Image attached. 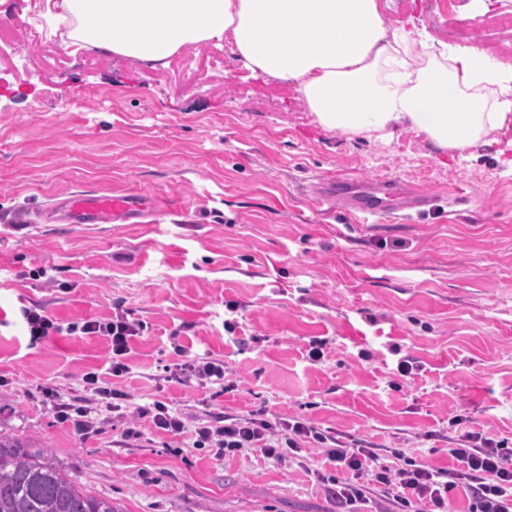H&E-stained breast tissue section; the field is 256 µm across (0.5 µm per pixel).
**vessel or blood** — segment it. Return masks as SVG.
I'll use <instances>...</instances> for the list:
<instances>
[{
	"mask_svg": "<svg viewBox=\"0 0 512 512\" xmlns=\"http://www.w3.org/2000/svg\"><path fill=\"white\" fill-rule=\"evenodd\" d=\"M313 191L360 217L389 218L403 210H424L431 203L428 194L396 185L387 177L357 181L339 175L317 182ZM143 211L142 198L132 192L80 191L53 203L45 217L64 224H125L140 218Z\"/></svg>",
	"mask_w": 512,
	"mask_h": 512,
	"instance_id": "vessel-or-blood-1",
	"label": "vessel or blood"
}]
</instances>
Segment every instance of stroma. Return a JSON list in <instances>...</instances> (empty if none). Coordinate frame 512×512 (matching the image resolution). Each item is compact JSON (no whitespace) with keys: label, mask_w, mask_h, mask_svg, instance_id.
Listing matches in <instances>:
<instances>
[{"label":"stroma","mask_w":512,"mask_h":512,"mask_svg":"<svg viewBox=\"0 0 512 512\" xmlns=\"http://www.w3.org/2000/svg\"><path fill=\"white\" fill-rule=\"evenodd\" d=\"M486 0H396L390 30L428 33L486 12ZM185 86L164 67L113 56L52 70L6 50L0 73V427L48 449L81 487L123 512H336L304 465L195 447L210 415L303 417L435 467L469 429L512 444V127L459 154L409 127L384 139L321 126L294 89L257 101L234 46ZM342 172L415 184L425 212L379 222L319 203L310 182ZM136 191L137 224H42L74 191ZM37 304L60 323L123 305L145 329L117 381L128 408L163 399L186 419L173 435L102 416L83 437L38 391L82 395L106 373L104 338L31 342ZM322 357L308 356L311 341ZM419 369L400 379L391 345ZM224 363L223 385L175 381L176 347ZM463 426H451L454 416Z\"/></svg>","instance_id":"stroma-1"}]
</instances>
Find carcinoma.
Returning a JSON list of instances; mask_svg holds the SVG:
<instances>
[{
  "label": "carcinoma",
  "instance_id": "obj_1",
  "mask_svg": "<svg viewBox=\"0 0 512 512\" xmlns=\"http://www.w3.org/2000/svg\"><path fill=\"white\" fill-rule=\"evenodd\" d=\"M0 512H119L79 487L52 454L0 432Z\"/></svg>",
  "mask_w": 512,
  "mask_h": 512
}]
</instances>
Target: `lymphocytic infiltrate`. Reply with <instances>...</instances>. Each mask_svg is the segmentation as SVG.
Returning <instances> with one entry per match:
<instances>
[{"label": "lymphocytic infiltrate", "mask_w": 512, "mask_h": 512, "mask_svg": "<svg viewBox=\"0 0 512 512\" xmlns=\"http://www.w3.org/2000/svg\"><path fill=\"white\" fill-rule=\"evenodd\" d=\"M20 316L34 342L62 330L106 338L112 355L109 370L115 377L127 372L124 357L134 338L144 330L142 322L129 319L120 308L108 319H85L68 325L55 322L35 306L22 308ZM41 394L60 422L71 424L83 436L97 432L94 410L82 400H62L48 387L42 388ZM136 413V419H128L126 437H141L140 421L144 418L154 428L171 434L185 429L182 414L157 399L138 407ZM195 436L196 446L215 449L221 457L256 448L273 461L299 463L308 449H320L334 472H320L316 478L338 512H352L355 505L367 503L373 494L393 505L396 512H448L450 499L460 491L466 497V512H512V448L479 432L466 431L458 436L455 448L448 451L455 462L449 469L405 459L397 448L392 455L398 459V466L387 465L369 443L342 440L332 429L300 417L252 414L230 418L220 413L212 423L196 427Z\"/></svg>", "instance_id": "1"}]
</instances>
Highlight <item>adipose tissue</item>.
<instances>
[{
    "label": "adipose tissue",
    "instance_id": "1",
    "mask_svg": "<svg viewBox=\"0 0 512 512\" xmlns=\"http://www.w3.org/2000/svg\"><path fill=\"white\" fill-rule=\"evenodd\" d=\"M67 45L152 62L232 35L253 70L293 86L318 122L359 135L405 125L459 153L512 124L498 65L478 46L410 56L416 39L387 34L376 0H44Z\"/></svg>",
    "mask_w": 512,
    "mask_h": 512
}]
</instances>
